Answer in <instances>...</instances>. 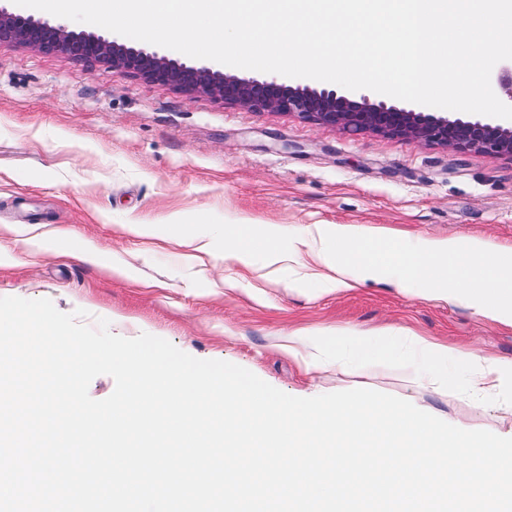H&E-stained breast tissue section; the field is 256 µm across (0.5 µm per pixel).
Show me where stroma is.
<instances>
[{
    "instance_id": "1",
    "label": "stroma",
    "mask_w": 512,
    "mask_h": 512,
    "mask_svg": "<svg viewBox=\"0 0 512 512\" xmlns=\"http://www.w3.org/2000/svg\"><path fill=\"white\" fill-rule=\"evenodd\" d=\"M179 216L214 254L170 238ZM272 230L287 249L310 224L385 229L403 241L479 239L512 250V161L398 137L348 134L294 115L187 96L103 62L0 44V297L50 299L112 333H148L242 366L295 397L367 388L448 423L512 430L493 391L409 380L410 335L512 358V326L369 281L327 291L295 261L225 267L224 230ZM98 247L101 267L46 250ZM393 337L361 367L329 350L306 372L292 336Z\"/></svg>"
}]
</instances>
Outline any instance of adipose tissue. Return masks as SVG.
I'll use <instances>...</instances> for the list:
<instances>
[{"label":"adipose tissue","instance_id":"1","mask_svg":"<svg viewBox=\"0 0 512 512\" xmlns=\"http://www.w3.org/2000/svg\"><path fill=\"white\" fill-rule=\"evenodd\" d=\"M293 251L303 266L324 271L327 289L388 281L416 295L457 301L494 321L512 324V251L489 249L478 241L400 243L378 230L359 234L342 225H308ZM283 258L271 234L245 225L224 247L228 265H274ZM417 379L439 387L480 393L487 387L512 396V359L479 358L418 337Z\"/></svg>","mask_w":512,"mask_h":512}]
</instances>
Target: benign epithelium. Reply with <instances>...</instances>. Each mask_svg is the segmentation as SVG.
Segmentation results:
<instances>
[{
    "mask_svg": "<svg viewBox=\"0 0 512 512\" xmlns=\"http://www.w3.org/2000/svg\"><path fill=\"white\" fill-rule=\"evenodd\" d=\"M0 43L107 62L147 81L170 85L188 95L206 94L253 112L296 114L351 133L372 132L512 160V121L421 112L409 105L375 102L364 93H340L283 78L239 77L210 66L187 64L114 37L69 30L1 5Z\"/></svg>",
    "mask_w": 512,
    "mask_h": 512,
    "instance_id": "obj_1",
    "label": "benign epithelium"
}]
</instances>
